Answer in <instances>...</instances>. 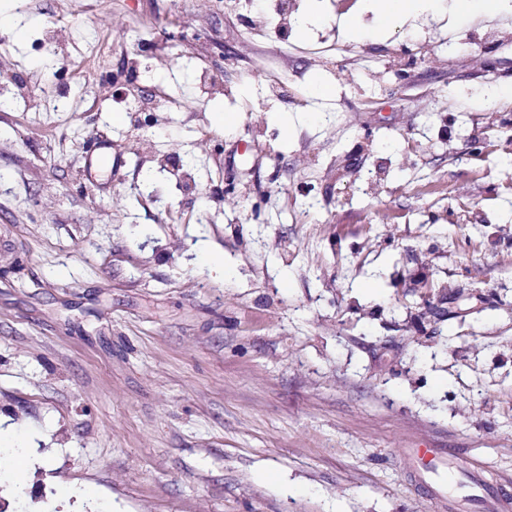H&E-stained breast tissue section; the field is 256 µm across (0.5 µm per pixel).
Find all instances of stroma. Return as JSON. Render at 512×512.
Instances as JSON below:
<instances>
[{
	"instance_id": "35a3bbf8",
	"label": "stroma",
	"mask_w": 512,
	"mask_h": 512,
	"mask_svg": "<svg viewBox=\"0 0 512 512\" xmlns=\"http://www.w3.org/2000/svg\"><path fill=\"white\" fill-rule=\"evenodd\" d=\"M294 4L0 0L27 512H438L412 448L512 496V12ZM432 0H379V7L382 12V21L386 26L397 23L416 2H431Z\"/></svg>"
}]
</instances>
